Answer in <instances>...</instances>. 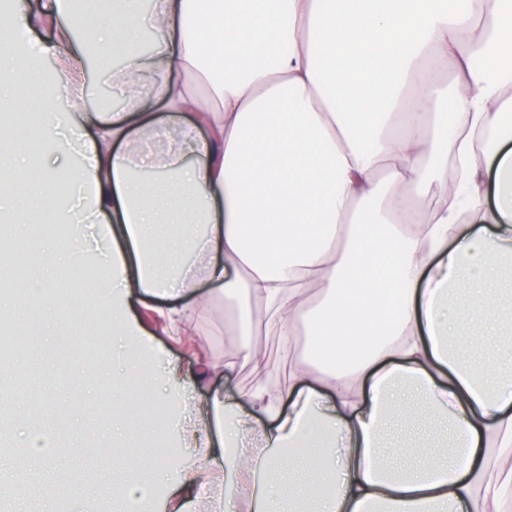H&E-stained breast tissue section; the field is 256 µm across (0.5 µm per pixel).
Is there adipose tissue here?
Wrapping results in <instances>:
<instances>
[{"mask_svg": "<svg viewBox=\"0 0 512 512\" xmlns=\"http://www.w3.org/2000/svg\"><path fill=\"white\" fill-rule=\"evenodd\" d=\"M65 2L0 9V30L21 34L0 47V91L57 90L44 121L63 153L79 145L88 217L112 239L113 334L136 326L135 306L176 322L221 298L242 327L260 304L276 335L306 328L311 347L289 351L287 385L230 405L214 392L208 426L185 417L203 459L180 477L151 449L172 512L220 480L216 455L246 512H498L512 498L498 315L512 298V0H151L145 14L113 0L98 27ZM43 26L50 62L30 40ZM94 54L122 111L87 104ZM452 166L463 208H417ZM410 393L446 434L401 452L383 435L410 426L394 414Z\"/></svg>", "mask_w": 512, "mask_h": 512, "instance_id": "obj_1", "label": "adipose tissue"}]
</instances>
